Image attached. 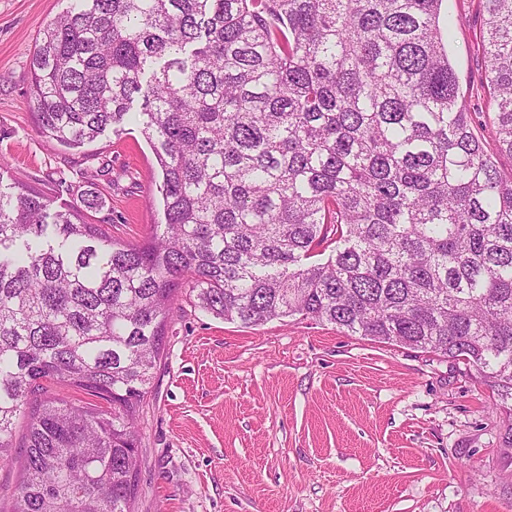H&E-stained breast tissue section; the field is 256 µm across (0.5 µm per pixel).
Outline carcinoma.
I'll list each match as a JSON object with an SVG mask.
<instances>
[{
    "label": "carcinoma",
    "mask_w": 512,
    "mask_h": 512,
    "mask_svg": "<svg viewBox=\"0 0 512 512\" xmlns=\"http://www.w3.org/2000/svg\"><path fill=\"white\" fill-rule=\"evenodd\" d=\"M70 2L30 59L40 131L81 147L124 131L142 98L164 222L123 243L85 220L95 196L52 215L43 194L0 189L13 512H133L139 411L185 283L245 327L327 321L462 360L512 395V177L472 130L443 0ZM478 7L512 156V0ZM61 382L109 407L52 395Z\"/></svg>",
    "instance_id": "cac0c4a2"
}]
</instances>
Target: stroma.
<instances>
[{
    "instance_id": "35a3bbf8",
    "label": "stroma",
    "mask_w": 512,
    "mask_h": 512,
    "mask_svg": "<svg viewBox=\"0 0 512 512\" xmlns=\"http://www.w3.org/2000/svg\"><path fill=\"white\" fill-rule=\"evenodd\" d=\"M66 0H0V189L44 193L138 243L161 175L137 126L68 149L38 130L30 58ZM489 152L477 0H443ZM135 512H512V400L462 362L287 317L246 327L182 297L140 415Z\"/></svg>"
}]
</instances>
